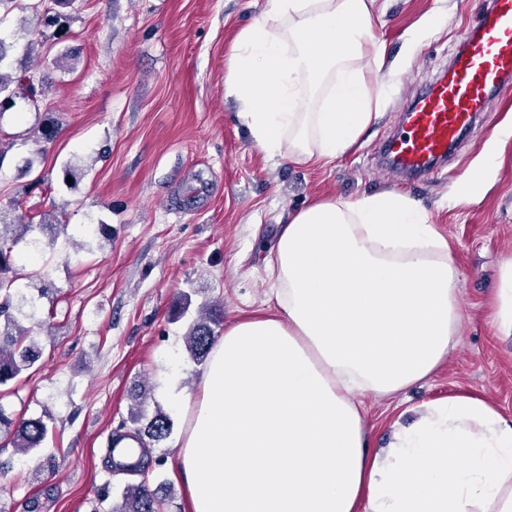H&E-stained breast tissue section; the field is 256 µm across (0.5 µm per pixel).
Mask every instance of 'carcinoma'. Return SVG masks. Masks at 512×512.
Listing matches in <instances>:
<instances>
[{
  "label": "carcinoma",
  "mask_w": 512,
  "mask_h": 512,
  "mask_svg": "<svg viewBox=\"0 0 512 512\" xmlns=\"http://www.w3.org/2000/svg\"><path fill=\"white\" fill-rule=\"evenodd\" d=\"M74 0H35L26 6L32 12L35 28L53 29L55 43L63 42L70 33V9ZM36 42L24 46L25 59L16 67L9 63L14 45L0 38V118L13 108L16 99L23 98L35 104L42 90L43 77L31 69ZM59 130V122L52 113L35 131L36 140L41 143L53 141ZM11 210L0 208V387L7 385L23 372L29 370L39 359L40 348L29 338L28 328L22 320L33 316L26 311L30 304L22 292L27 275L16 265L15 248L42 250V246L55 245L60 235L67 234V225L55 218L42 217L37 224H18L10 218ZM218 306L212 305L199 311L188 328L185 336L187 350L191 359L203 363L216 339L214 327L219 325ZM134 424L146 423L144 429H135L137 437L146 436L160 442L171 431L169 418L156 414L150 419L136 411L131 413ZM48 429L42 419L15 421L5 413L0 405V434L6 436L12 447L28 453L41 447ZM112 512H166V498L159 490H152L143 479L137 484H129L122 493L121 504L112 508Z\"/></svg>",
  "instance_id": "carcinoma-1"
}]
</instances>
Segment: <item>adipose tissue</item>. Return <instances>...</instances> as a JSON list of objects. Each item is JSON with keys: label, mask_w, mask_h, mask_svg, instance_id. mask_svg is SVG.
<instances>
[{"label": "adipose tissue", "mask_w": 512, "mask_h": 512, "mask_svg": "<svg viewBox=\"0 0 512 512\" xmlns=\"http://www.w3.org/2000/svg\"><path fill=\"white\" fill-rule=\"evenodd\" d=\"M377 0H265L241 29L224 95L251 143L295 165L355 146L389 98ZM501 124L453 190L498 171ZM264 311L225 328L188 396L173 472L187 512H512V419L457 394L374 448L366 396L433 375L463 323L459 271L428 210L397 191L314 202L281 225ZM512 336V257L490 297Z\"/></svg>", "instance_id": "1"}]
</instances>
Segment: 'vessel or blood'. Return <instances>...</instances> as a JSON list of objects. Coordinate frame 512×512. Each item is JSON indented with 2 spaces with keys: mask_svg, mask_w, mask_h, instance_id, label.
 <instances>
[{
  "mask_svg": "<svg viewBox=\"0 0 512 512\" xmlns=\"http://www.w3.org/2000/svg\"><path fill=\"white\" fill-rule=\"evenodd\" d=\"M512 94V0H489L468 30L448 71L403 114V130L387 145L395 166L424 172L457 144L492 96Z\"/></svg>",
  "mask_w": 512,
  "mask_h": 512,
  "instance_id": "obj_1",
  "label": "vessel or blood"
}]
</instances>
